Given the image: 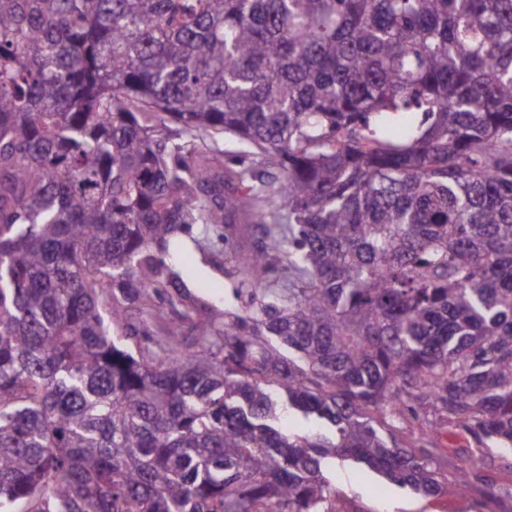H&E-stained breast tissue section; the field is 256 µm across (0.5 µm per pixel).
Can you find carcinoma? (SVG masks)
Returning a JSON list of instances; mask_svg holds the SVG:
<instances>
[{
	"label": "carcinoma",
	"mask_w": 512,
	"mask_h": 512,
	"mask_svg": "<svg viewBox=\"0 0 512 512\" xmlns=\"http://www.w3.org/2000/svg\"><path fill=\"white\" fill-rule=\"evenodd\" d=\"M493 448L512 0H0V512H333L330 459L492 503ZM185 260L179 268L182 280L192 295L222 308L235 309L242 301L235 294V283L224 274V250L202 254L193 247L181 249ZM437 445L447 456L448 471L453 472L462 463L460 456L467 445L465 436L459 430L447 428L442 430L441 435L438 437Z\"/></svg>",
	"instance_id": "1"
}]
</instances>
